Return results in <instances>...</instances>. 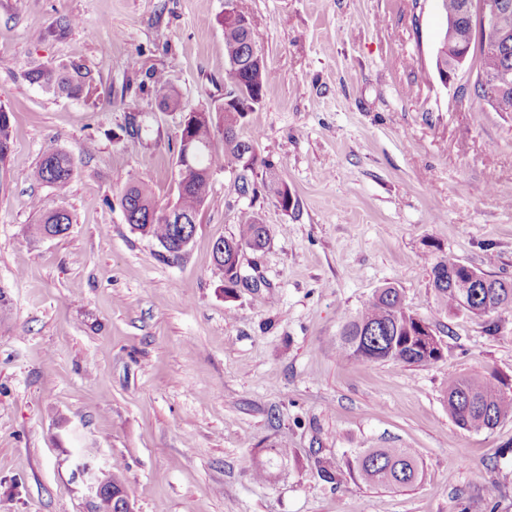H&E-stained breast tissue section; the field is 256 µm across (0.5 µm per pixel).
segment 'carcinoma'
I'll return each instance as SVG.
<instances>
[{"instance_id": "obj_1", "label": "carcinoma", "mask_w": 512, "mask_h": 512, "mask_svg": "<svg viewBox=\"0 0 512 512\" xmlns=\"http://www.w3.org/2000/svg\"><path fill=\"white\" fill-rule=\"evenodd\" d=\"M446 16L459 18L460 33L469 46V58L476 62L478 74L490 75L502 68L512 73V40L504 46L485 38L483 31L470 17L462 16L466 0H439ZM237 12L248 18L250 30L234 22H221L224 30V54L229 64L240 62L247 55V36H255L257 18L238 7ZM241 90L239 105L227 110L218 108L194 112L185 118L176 143V195L166 207L157 206L149 185L139 181L128 185L121 197L126 222L144 236L155 239L165 252L178 246L184 225L170 222L167 212L173 210L184 218H195L204 205L210 180L219 164L234 174L229 181V192L245 197L255 191L250 175L254 174L258 157H243L240 146L254 147V141L242 135V128L260 105L268 86V68L251 65L229 71ZM30 79L45 91L72 99H89L95 93V78L84 64L77 61L40 67L31 71ZM477 98L490 103L496 112H512V89L499 93L483 83L474 89ZM226 128L231 138L224 141V155L214 147V133ZM12 127L9 113L0 108V161L10 150ZM196 145L191 156L185 155V141ZM73 171V159L64 151L45 154L30 178L47 184L57 192H66ZM267 195L283 210H288L292 194L284 182L270 180L263 183ZM72 224L70 215L53 210L41 213L38 233L61 236ZM269 240L268 229L252 211L241 212L238 233L221 238L224 256L215 260L216 268L224 277V295L230 296L237 285L235 270L236 247L264 248ZM449 260L432 264L433 288L438 307L444 313L472 312L483 306L485 300L475 301L463 288L451 287L448 278ZM492 305L490 315L512 312V287L489 289ZM431 323L416 316L404 304L400 291L392 286L377 289L364 302L355 316L347 319L336 335V352L365 361L391 362L408 366L428 367L438 363L444 355L443 346L430 332ZM501 378L488 372L474 371L448 375L444 402L448 416L463 430L482 432L493 430L501 420L512 416V393L503 391ZM349 475L355 480L378 488L396 489L414 485L420 477V465L410 448H363L349 465Z\"/></svg>"}]
</instances>
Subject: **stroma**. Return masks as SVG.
<instances>
[{
  "label": "stroma",
  "mask_w": 512,
  "mask_h": 512,
  "mask_svg": "<svg viewBox=\"0 0 512 512\" xmlns=\"http://www.w3.org/2000/svg\"><path fill=\"white\" fill-rule=\"evenodd\" d=\"M258 17L272 79L245 136L255 183L235 198L214 172L177 258L132 231L120 197L174 198L181 115L230 89L224 0H0V512H90L75 462L119 468L135 512H512V417L469 432L449 418V373L512 384V313H440L431 265L446 258L512 280V112L473 94L475 68L435 65L437 0H241ZM62 60L97 81L90 99L30 72ZM155 117L151 137L126 133ZM74 161L65 193L32 182L48 152ZM63 209L62 236L35 234ZM269 230L224 294L217 239L241 211ZM401 292L444 356L430 367L340 356L336 334L372 293ZM361 448H411L422 475L387 490L350 478ZM340 475L322 480L321 469Z\"/></svg>",
  "instance_id": "obj_1"
}]
</instances>
